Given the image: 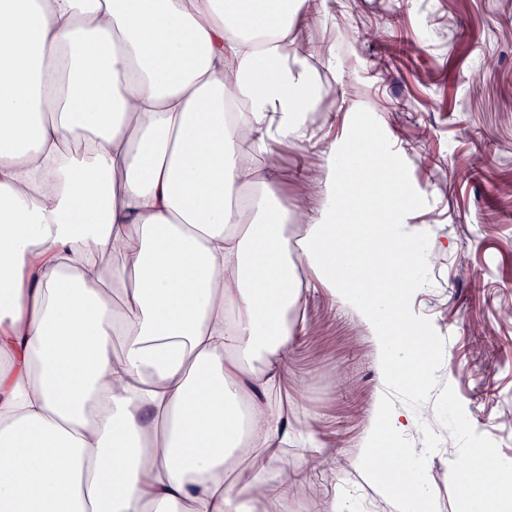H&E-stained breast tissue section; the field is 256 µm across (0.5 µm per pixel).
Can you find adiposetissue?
<instances>
[{"mask_svg":"<svg viewBox=\"0 0 512 512\" xmlns=\"http://www.w3.org/2000/svg\"><path fill=\"white\" fill-rule=\"evenodd\" d=\"M323 2L0 0V512L307 504L271 397L304 273L359 307L381 385L423 381L410 197L363 112L288 237L273 146L310 140L322 98L288 37ZM362 224L394 246L385 278ZM409 421L378 399L354 461L405 505L432 492Z\"/></svg>","mask_w":512,"mask_h":512,"instance_id":"adipose-tissue-1","label":"adipose tissue"}]
</instances>
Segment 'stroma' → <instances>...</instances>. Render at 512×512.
Returning a JSON list of instances; mask_svg holds the SVG:
<instances>
[{"label":"stroma","mask_w":512,"mask_h":512,"mask_svg":"<svg viewBox=\"0 0 512 512\" xmlns=\"http://www.w3.org/2000/svg\"><path fill=\"white\" fill-rule=\"evenodd\" d=\"M326 16L298 33L330 101L306 142L277 144L282 199L296 204L341 140L351 107L372 108L385 148L415 200L407 239L425 243L410 309L438 350L424 387L393 382L387 398L408 411V453L425 454L432 512H501L512 500V0H327ZM308 332L277 391L297 424H316L341 467L314 469L288 446V464L320 501L345 512H398L351 464L379 394L377 347L354 309L311 281ZM489 449L502 468L479 507L452 474L456 457Z\"/></svg>","instance_id":"obj_1"}]
</instances>
